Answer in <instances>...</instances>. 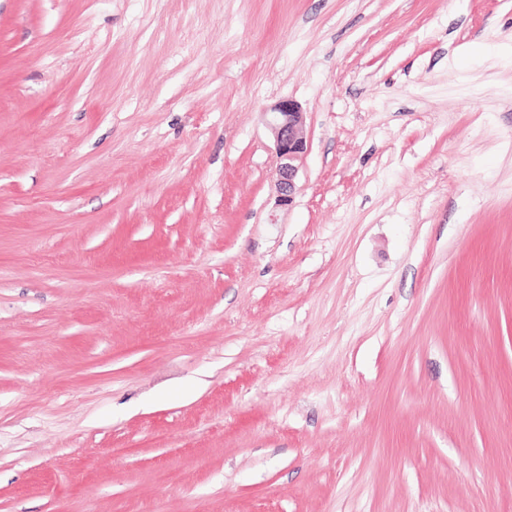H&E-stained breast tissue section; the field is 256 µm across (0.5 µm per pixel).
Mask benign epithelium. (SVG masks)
Wrapping results in <instances>:
<instances>
[{"label": "benign epithelium", "mask_w": 512, "mask_h": 512, "mask_svg": "<svg viewBox=\"0 0 512 512\" xmlns=\"http://www.w3.org/2000/svg\"><path fill=\"white\" fill-rule=\"evenodd\" d=\"M262 117L276 142L274 173L278 186L277 205L290 207L296 191V162L307 151L306 141L300 136L303 112L295 101L282 99L265 109Z\"/></svg>", "instance_id": "1"}]
</instances>
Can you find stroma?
Here are the masks:
<instances>
[{
    "label": "stroma",
    "instance_id": "1",
    "mask_svg": "<svg viewBox=\"0 0 512 512\" xmlns=\"http://www.w3.org/2000/svg\"><path fill=\"white\" fill-rule=\"evenodd\" d=\"M0 512H512V0H0ZM261 113L276 142L277 206L289 208L295 198L296 162L307 151L306 141L300 136L304 114L291 99L279 100Z\"/></svg>",
    "mask_w": 512,
    "mask_h": 512
}]
</instances>
